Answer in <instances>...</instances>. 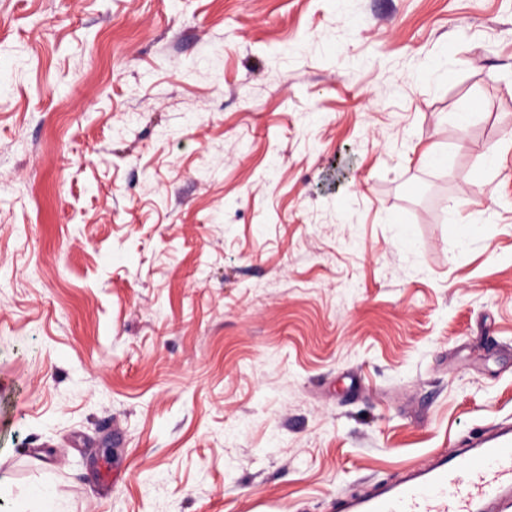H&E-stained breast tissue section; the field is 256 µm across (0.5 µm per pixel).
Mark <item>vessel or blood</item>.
<instances>
[{
  "label": "vessel or blood",
  "instance_id": "1",
  "mask_svg": "<svg viewBox=\"0 0 512 512\" xmlns=\"http://www.w3.org/2000/svg\"><path fill=\"white\" fill-rule=\"evenodd\" d=\"M512 507V427L408 470L372 494L336 502V512H507Z\"/></svg>",
  "mask_w": 512,
  "mask_h": 512
}]
</instances>
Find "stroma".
I'll return each mask as SVG.
<instances>
[{
	"label": "stroma",
	"instance_id": "stroma-1",
	"mask_svg": "<svg viewBox=\"0 0 512 512\" xmlns=\"http://www.w3.org/2000/svg\"><path fill=\"white\" fill-rule=\"evenodd\" d=\"M500 422L512 0H0V512H335Z\"/></svg>",
	"mask_w": 512,
	"mask_h": 512
}]
</instances>
